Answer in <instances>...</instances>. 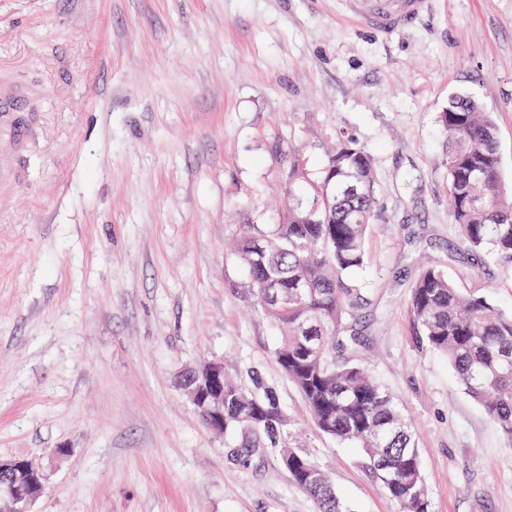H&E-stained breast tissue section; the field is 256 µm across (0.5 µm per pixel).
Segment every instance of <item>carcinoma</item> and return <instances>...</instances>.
I'll list each match as a JSON object with an SVG mask.
<instances>
[{"label":"carcinoma","instance_id":"1","mask_svg":"<svg viewBox=\"0 0 512 512\" xmlns=\"http://www.w3.org/2000/svg\"><path fill=\"white\" fill-rule=\"evenodd\" d=\"M448 193L455 224L474 260L512 262V194L502 188L495 125L467 96L448 104ZM376 204L370 156L351 135L338 139L309 199L278 224H245L234 248L248 269L256 299L261 282L276 299L262 306L278 331L276 360L316 426L362 450L366 467L401 512H430L415 439L400 409L348 352L357 337L345 321L361 300L351 275L366 261L365 235ZM411 310L425 342L441 353L458 382L512 442V312L488 297L465 294L441 269L421 273ZM288 417L275 393L244 391L224 378V438L249 449L279 441ZM289 478L317 512H350L328 476L304 453L282 448Z\"/></svg>","mask_w":512,"mask_h":512}]
</instances>
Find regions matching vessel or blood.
<instances>
[{"instance_id":"b4317fda","label":"vessel or blood","mask_w":512,"mask_h":512,"mask_svg":"<svg viewBox=\"0 0 512 512\" xmlns=\"http://www.w3.org/2000/svg\"><path fill=\"white\" fill-rule=\"evenodd\" d=\"M432 0H345L346 21L384 36L413 26L430 11Z\"/></svg>"}]
</instances>
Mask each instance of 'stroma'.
I'll return each instance as SVG.
<instances>
[{
	"mask_svg": "<svg viewBox=\"0 0 512 512\" xmlns=\"http://www.w3.org/2000/svg\"><path fill=\"white\" fill-rule=\"evenodd\" d=\"M340 0H0V83L33 90L0 205V457L46 474L31 512H317L277 449L249 461L177 384L223 361L276 392L284 439L353 512H400L361 449L306 419L278 333L228 242L278 222L341 133L370 154L377 206L354 357L418 441L431 512H512V445L422 339L428 266L512 311V266L472 261L448 203L451 96L492 115L512 188V0H434L390 37ZM69 446L66 456L56 455Z\"/></svg>",
	"mask_w": 512,
	"mask_h": 512,
	"instance_id": "obj_1",
	"label": "stroma"
}]
</instances>
